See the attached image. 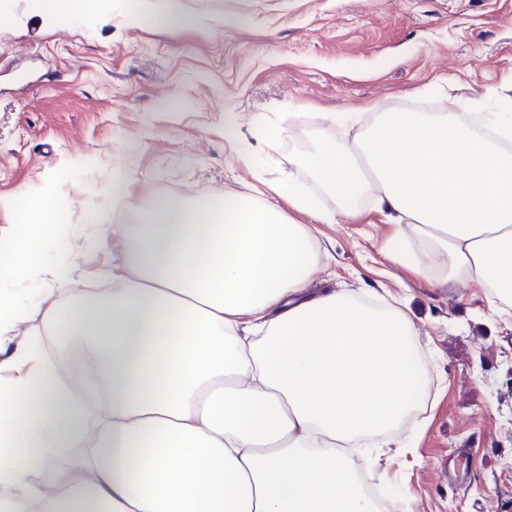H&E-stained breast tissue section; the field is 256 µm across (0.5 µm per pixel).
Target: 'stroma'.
<instances>
[{"instance_id":"obj_1","label":"stroma","mask_w":512,"mask_h":512,"mask_svg":"<svg viewBox=\"0 0 512 512\" xmlns=\"http://www.w3.org/2000/svg\"><path fill=\"white\" fill-rule=\"evenodd\" d=\"M200 21L167 33L108 24L48 29L31 0L0 19V246L13 203L46 187L66 202L49 281L102 283L122 250L91 249L89 216L128 223L150 198L298 186L335 223L316 225L312 290L376 288L406 302L429 366L424 411L401 427L410 450L366 440L353 455L389 512H512V314L474 283L425 287L393 260L394 225L367 196L338 214L310 169L320 136H352L332 115L358 108L512 113V0H181ZM459 85L448 99L449 85ZM235 136H227V118ZM133 190L104 208L113 167Z\"/></svg>"}]
</instances>
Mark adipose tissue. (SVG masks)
Instances as JSON below:
<instances>
[{
    "instance_id": "obj_1",
    "label": "adipose tissue",
    "mask_w": 512,
    "mask_h": 512,
    "mask_svg": "<svg viewBox=\"0 0 512 512\" xmlns=\"http://www.w3.org/2000/svg\"><path fill=\"white\" fill-rule=\"evenodd\" d=\"M113 2L34 9L63 28L110 18ZM312 171L337 203L369 196L396 226L395 259L427 287L475 282L512 305V113L385 112L347 144L322 140ZM287 195L310 225L255 198L154 197L90 236L95 249L126 242L111 292L0 300V355L34 364L0 381V512H377L351 452L393 439L429 371L403 307L309 293L312 227L336 214ZM63 212L49 195L15 205L0 281L46 270ZM410 234L422 254L406 250ZM34 305L47 332L88 343L97 410L14 343Z\"/></svg>"
}]
</instances>
